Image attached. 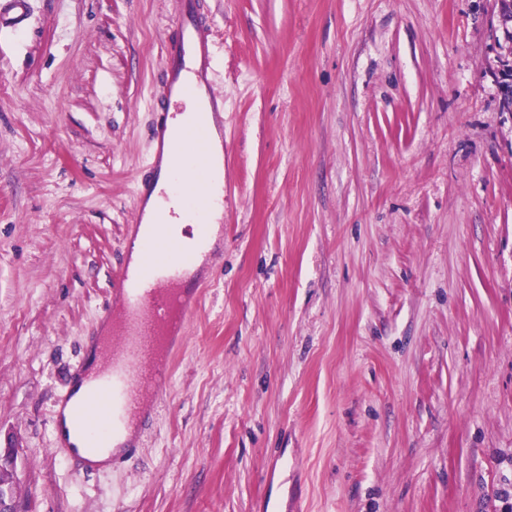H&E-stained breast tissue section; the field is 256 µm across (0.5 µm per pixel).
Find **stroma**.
<instances>
[{
  "mask_svg": "<svg viewBox=\"0 0 512 512\" xmlns=\"http://www.w3.org/2000/svg\"><path fill=\"white\" fill-rule=\"evenodd\" d=\"M224 224L119 467L55 454L178 0L0 30V444L20 512H512V39L494 0H207Z\"/></svg>",
  "mask_w": 512,
  "mask_h": 512,
  "instance_id": "stroma-1",
  "label": "stroma"
}]
</instances>
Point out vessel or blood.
<instances>
[{"mask_svg":"<svg viewBox=\"0 0 512 512\" xmlns=\"http://www.w3.org/2000/svg\"><path fill=\"white\" fill-rule=\"evenodd\" d=\"M29 16V0H0V29L23 28ZM207 27L201 0H182L175 29L164 42L168 64L161 77L163 110L151 127L153 161L140 188L141 198H148L162 164L175 169L192 165L194 181L179 182L176 190L205 225L224 221V187L213 180L215 158L207 148L209 129H224V99L213 90L215 52ZM148 220L159 227V234L144 239L139 265L123 267L112 281L110 306L124 321L122 334L113 339L116 350L90 382L88 401L74 409L78 430L88 432L90 440L78 446L64 435L56 437L66 455L77 460L109 447L110 435L128 421L146 418L142 389L162 392L171 376V363L156 360L158 350L175 341L169 312L180 306L182 320H189L197 296L196 289L180 287L192 251L162 234L165 216L138 210L136 224Z\"/></svg>","mask_w":512,"mask_h":512,"instance_id":"b4317fda","label":"vessel or blood"}]
</instances>
